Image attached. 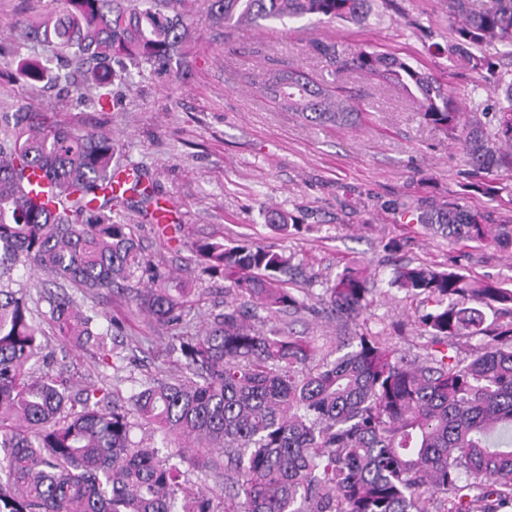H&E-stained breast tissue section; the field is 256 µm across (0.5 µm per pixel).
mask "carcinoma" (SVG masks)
I'll return each instance as SVG.
<instances>
[{"label":"carcinoma","instance_id":"cac0c4a2","mask_svg":"<svg viewBox=\"0 0 512 512\" xmlns=\"http://www.w3.org/2000/svg\"><path fill=\"white\" fill-rule=\"evenodd\" d=\"M58 12L16 21L18 39L50 41L74 70L92 62L87 89H103L127 64L168 71L189 66L184 49L199 0H60ZM225 34L242 21L317 16L360 20L368 0H207ZM456 48L467 66L500 92L493 119L464 116L451 89L417 64L361 48L348 58L335 45L315 51L336 70H360L401 89L418 111L458 140L472 170L512 171V71H496L489 48L512 56V0H448ZM287 89L288 111L316 125H352L361 108L352 96L316 84ZM112 140L77 133L46 113H0V512H499L512 505V325L495 336L476 302L512 315V289L428 264L396 269L393 283L433 308L421 334L445 349L409 360L377 336L314 367L319 349L247 319L305 307L288 289L290 257L255 243L199 240L207 271L231 283L234 301L204 331L178 336L179 373L136 381L112 333L121 326L82 298L97 299L129 281L144 257L131 224L104 212L125 196L114 190ZM421 224L456 241L512 242V225L492 232L485 214L457 203L433 205ZM43 271L56 291L43 300L59 340L112 366L131 394L52 377L49 343L18 267ZM368 275L347 267L321 301L352 318L367 301ZM188 292L159 283L134 301L151 319L184 320ZM479 336L472 358L457 337ZM148 429L176 445L161 457L134 441ZM188 464L217 478L204 489Z\"/></svg>","mask_w":512,"mask_h":512}]
</instances>
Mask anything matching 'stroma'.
Instances as JSON below:
<instances>
[{
    "instance_id": "obj_1",
    "label": "stroma",
    "mask_w": 512,
    "mask_h": 512,
    "mask_svg": "<svg viewBox=\"0 0 512 512\" xmlns=\"http://www.w3.org/2000/svg\"><path fill=\"white\" fill-rule=\"evenodd\" d=\"M58 8L57 0H0V112L31 107L71 127L95 129L111 138L114 167L148 177L152 203L132 196L113 204L111 216L133 225L150 272L130 280L129 290L92 302L123 322L117 342L124 354L136 355V378L172 370L171 336L196 334L211 312L224 308L228 283L206 270L192 248L198 240L257 243L290 255L291 286L295 294H308V307L260 313L256 326L305 337L334 358L345 354L344 340L361 334L382 337L411 359L430 352L428 337L414 325L424 304L391 283L398 267L425 263L512 288V244H457L409 217L449 200L484 212L490 224L512 225V203L474 188L458 143L398 89L359 71H336L312 47L325 41L343 57L368 47L410 58L448 84L461 111H482L496 95L452 56L447 0H371L360 23L304 17L242 26L229 37L202 9L194 17L187 69L167 76L129 66L102 106L84 97L76 71L57 84L22 74L28 61L55 59L57 51L36 41L16 45L15 21ZM288 66L322 86L358 93L362 123L311 125L258 92L263 79ZM272 209L291 215L295 226L288 234L268 224ZM355 264L371 273L368 305L356 318H341L319 296ZM156 278L203 289L182 325L158 326L132 301L130 289ZM53 372L115 383L112 368L88 353L55 351ZM118 386L121 393L130 390L129 383Z\"/></svg>"
}]
</instances>
